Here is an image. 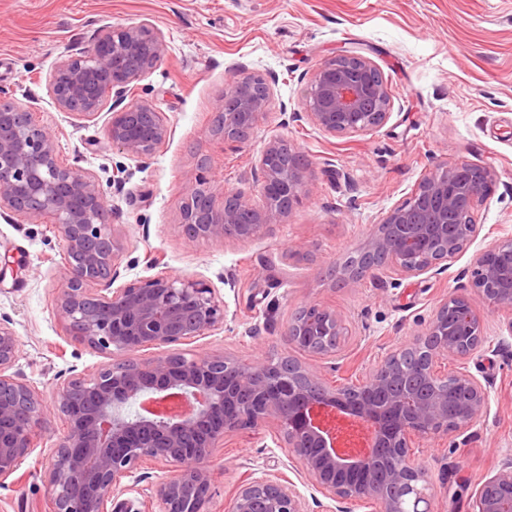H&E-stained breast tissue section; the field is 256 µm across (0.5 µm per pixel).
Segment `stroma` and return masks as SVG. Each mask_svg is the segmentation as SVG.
I'll list each match as a JSON object with an SVG mask.
<instances>
[{"label": "stroma", "mask_w": 512, "mask_h": 512, "mask_svg": "<svg viewBox=\"0 0 512 512\" xmlns=\"http://www.w3.org/2000/svg\"><path fill=\"white\" fill-rule=\"evenodd\" d=\"M145 21L162 33L165 50L128 96L153 106L172 129L147 159L113 151L111 104L96 120H79L48 92L64 56L89 50L104 29ZM345 47L360 49L383 72L394 101L387 122L336 137L307 121L284 124V110H303L314 71ZM234 71L270 84L265 113L238 148L210 135ZM0 87L55 134L63 161H78L102 185L111 220L127 238L120 283L167 272L203 280L223 300V328L179 345L184 355L219 352L246 363L280 355L293 313L319 302L348 328L323 373L334 384L355 383L382 353L422 331L448 293H466L484 313L487 342L441 368L463 366L489 379L488 412L465 435L416 443L411 457L430 468L431 512H470L476 487L512 455L507 313L487 310L471 278L477 253L512 238V0H0ZM274 140L310 163L301 203L255 240L188 241L180 227L187 186L203 175L256 199L255 161ZM460 160L494 175L474 213L481 233L466 253L437 275L388 269L356 288L332 277L430 169ZM117 163L127 170L119 190L112 185ZM4 259L14 269L0 280V322L21 344L14 370L49 399L65 379L94 373L104 357L71 341L55 316L64 259L49 220L0 219ZM64 428L47 411L32 453L0 485V512H54L45 474ZM281 444L272 423L227 437L210 464L207 512H224L243 481L267 470L314 496Z\"/></svg>", "instance_id": "obj_1"}]
</instances>
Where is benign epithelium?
I'll return each mask as SVG.
<instances>
[{"label":"benign epithelium","mask_w":512,"mask_h":512,"mask_svg":"<svg viewBox=\"0 0 512 512\" xmlns=\"http://www.w3.org/2000/svg\"><path fill=\"white\" fill-rule=\"evenodd\" d=\"M161 34L148 23L101 31L92 48L56 66L51 95L59 108L93 120L103 108L100 89L112 94L107 139L113 148L151 156L171 134L149 104L126 101L129 86L161 60ZM270 95L260 76H232L218 106L215 132L227 144L246 142ZM393 101L379 67L356 49L341 50L311 76L307 118L331 136L363 134L382 125ZM308 161L282 141L268 144L255 170L258 201L217 189L204 176L186 191L181 227L191 242H246L270 234L302 200ZM493 173L461 161L425 174L407 199L374 225L361 253L380 263L339 266L350 287L367 273L393 268L409 276L438 273L480 233L474 209ZM48 217L67 261L55 314L73 341L106 356L89 376L61 383L53 406L66 428L47 477L55 512H151L118 499L123 478L150 461L176 468L158 484V512H205L210 499L209 460L224 438L244 428L277 425L288 457L316 489L341 504L337 512L371 501L381 512H430L429 469L411 462L416 440H435L473 427L488 406V389L472 373H443L448 356L468 357L487 336L482 315L464 293L443 299L426 329L387 352L355 384L331 385L319 366L290 355L243 363L223 354L187 358L171 347L224 326V302L202 280L160 274L115 286L125 237L110 221L100 184L78 164L60 161L55 137L33 113L0 89V216ZM472 286L494 309L512 312V239L478 253ZM296 314L284 340L313 358L336 355L345 323L320 303ZM154 347L149 360L137 352ZM20 353L14 330L0 323V484L30 455L47 401L9 373ZM340 414L370 426L363 454L339 450L324 416ZM227 512H309L288 479L266 474L238 487ZM471 512H512V458L479 484Z\"/></svg>","instance_id":"benign-epithelium-1"}]
</instances>
